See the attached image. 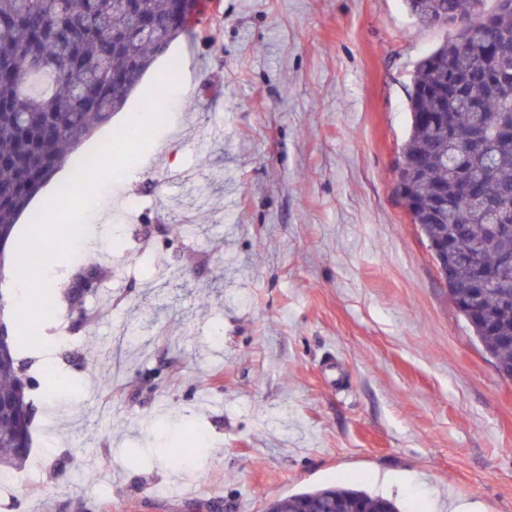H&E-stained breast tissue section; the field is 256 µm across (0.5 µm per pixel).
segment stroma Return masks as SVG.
<instances>
[{
	"label": "stroma",
	"instance_id": "35a3bbf8",
	"mask_svg": "<svg viewBox=\"0 0 512 512\" xmlns=\"http://www.w3.org/2000/svg\"><path fill=\"white\" fill-rule=\"evenodd\" d=\"M445 37L403 0H208L79 148L148 89L168 109L89 218L86 324L55 364L18 350L38 412L0 512H266L341 483L402 512H512V382L396 189L414 68ZM56 366L78 390L49 393ZM196 434L193 466L163 461Z\"/></svg>",
	"mask_w": 512,
	"mask_h": 512
}]
</instances>
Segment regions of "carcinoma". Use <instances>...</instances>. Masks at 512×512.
Masks as SVG:
<instances>
[{"label":"carcinoma","instance_id":"obj_1","mask_svg":"<svg viewBox=\"0 0 512 512\" xmlns=\"http://www.w3.org/2000/svg\"><path fill=\"white\" fill-rule=\"evenodd\" d=\"M415 22L431 27L448 13L483 14L490 25L453 31L414 71L411 122L399 161L423 173L400 189L411 222L429 246L457 252L451 291L478 310L466 319L502 371H512V11L487 0H405ZM176 0H0V280L18 217L74 150L107 124L165 54ZM477 128L481 151H461ZM489 269L499 282L471 295ZM18 340L0 323V467L17 468L31 449L37 379L23 374ZM197 453L182 441L167 450L181 468ZM400 512L397 503L353 486L308 490L272 502L268 512Z\"/></svg>","mask_w":512,"mask_h":512}]
</instances>
